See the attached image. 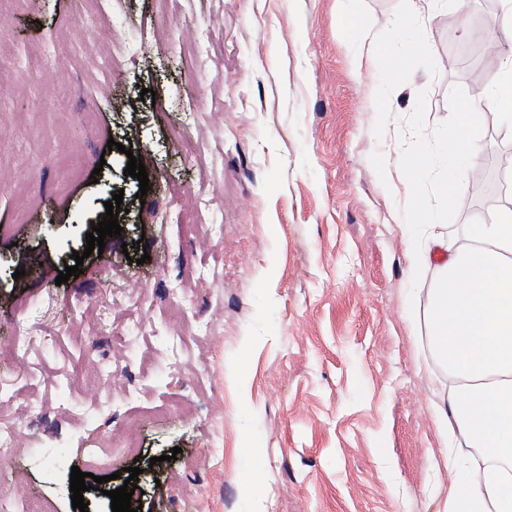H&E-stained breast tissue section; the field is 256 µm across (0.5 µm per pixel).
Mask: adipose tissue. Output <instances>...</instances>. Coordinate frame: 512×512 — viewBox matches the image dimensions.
<instances>
[{
    "mask_svg": "<svg viewBox=\"0 0 512 512\" xmlns=\"http://www.w3.org/2000/svg\"><path fill=\"white\" fill-rule=\"evenodd\" d=\"M437 277L425 313L429 341L452 383L433 403L450 437L486 451L474 476L453 480L445 512H512V207L460 245L429 227L416 248Z\"/></svg>",
    "mask_w": 512,
    "mask_h": 512,
    "instance_id": "obj_1",
    "label": "adipose tissue"
}]
</instances>
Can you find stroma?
<instances>
[{
  "instance_id": "stroma-1",
  "label": "stroma",
  "mask_w": 512,
  "mask_h": 512,
  "mask_svg": "<svg viewBox=\"0 0 512 512\" xmlns=\"http://www.w3.org/2000/svg\"><path fill=\"white\" fill-rule=\"evenodd\" d=\"M469 2L464 15L460 0H120L103 24L85 0H12L0 339L21 309L35 339L26 359L0 357V403L32 385L38 414L14 407L0 487L74 512L76 466L106 480L89 512H112L115 474L134 465L141 512H441L449 474L485 456L432 417L433 275L410 279L409 244L421 211L455 233L512 199L502 109L470 127L505 192L477 190L441 126L502 78L501 57H454L501 26L502 0ZM132 156L148 192L124 173ZM408 156L428 161L411 186L383 177ZM447 176L462 190L444 207ZM119 192L111 253L58 283ZM134 419L137 457L89 460V434L119 441Z\"/></svg>"
}]
</instances>
